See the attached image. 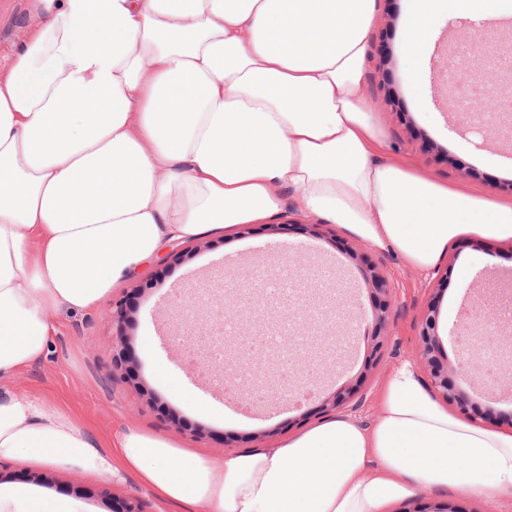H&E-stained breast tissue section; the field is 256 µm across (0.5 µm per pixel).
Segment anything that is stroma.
Listing matches in <instances>:
<instances>
[{
  "mask_svg": "<svg viewBox=\"0 0 512 512\" xmlns=\"http://www.w3.org/2000/svg\"><path fill=\"white\" fill-rule=\"evenodd\" d=\"M415 0H378L376 22L368 38L365 94L385 134V156L411 164L444 183L472 187L500 199H512V132L488 130L469 122L455 106L459 99L476 101L484 87L512 98V82L493 68L469 82L449 81L441 67L457 43L472 39L474 22L462 17L443 18L432 56L430 98L421 103L412 90L413 70L406 48L405 19ZM35 25L31 0H8L0 10V64L23 44ZM495 155L492 163L485 154ZM296 258L300 267L333 271L332 279L316 288H301L298 304H325L321 321L306 320L298 332L309 339L302 355L305 370L315 371L320 395L298 407L285 404L238 412L232 397L216 394L224 415H203L173 394L171 383L159 373L160 362L183 381L201 386L180 357L175 337L186 329L171 317L195 289L198 280L209 288L223 287L224 273L234 270L240 282L231 289L249 313L240 336L224 348L260 347L268 333L272 300L251 288L265 259L271 270ZM483 280L482 287L463 283L464 270ZM381 277L391 295L385 321H378L379 299L374 277ZM512 303V242L464 237L429 273L408 267L393 251L378 252L349 237L338 225L320 222L287 207L276 217L239 225L231 235L212 232L188 242H176L145 260L128 278L89 311L58 308L50 315L58 328L42 357L10 383L1 395L38 397L69 411L86 425L91 436L104 441L113 431L137 428L169 437L186 447L217 457L270 448L326 419L323 403L348 395L350 416L371 423L378 413V396L388 375L399 363L416 360L421 318L428 304L438 312L437 332L449 364H456L463 348L455 327L464 312L478 318L489 314L488 304ZM156 339L155 347L144 344ZM125 338L139 361L136 378L123 380L112 366L118 338ZM503 358L495 364L492 383L468 387L473 407L482 411L478 424L502 429L512 415V342H501ZM186 422V429L175 426ZM0 485L31 487L41 493L72 501L77 512H119L134 502L139 512H181L158 499L132 472L108 479L91 470L62 468L31 459H0Z\"/></svg>",
  "mask_w": 512,
  "mask_h": 512,
  "instance_id": "stroma-1",
  "label": "stroma"
}]
</instances>
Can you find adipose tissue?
<instances>
[{
    "mask_svg": "<svg viewBox=\"0 0 512 512\" xmlns=\"http://www.w3.org/2000/svg\"><path fill=\"white\" fill-rule=\"evenodd\" d=\"M0 69V381L35 362L54 309L91 310L172 241L286 203L438 265L464 236L512 242V201L384 159L364 93L376 0H33ZM448 12L495 24L512 0H416L418 74ZM365 426L344 415L217 458L123 429L110 452L71 414L0 398V459L132 471L189 512H390L419 491L512 496V433L448 413L416 365Z\"/></svg>",
    "mask_w": 512,
    "mask_h": 512,
    "instance_id": "ef3b65f1",
    "label": "adipose tissue"
}]
</instances>
